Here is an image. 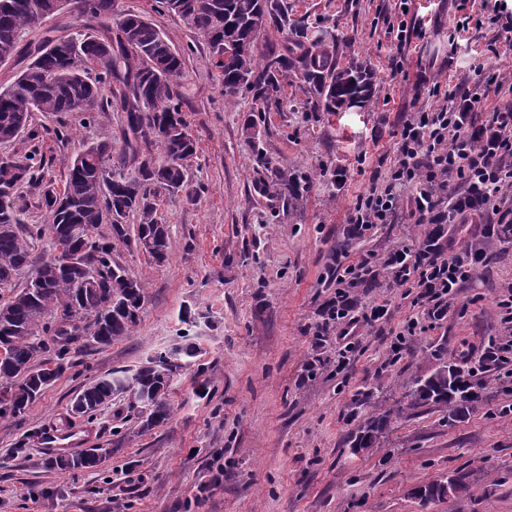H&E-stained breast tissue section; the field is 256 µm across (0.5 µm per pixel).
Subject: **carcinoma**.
I'll list each match as a JSON object with an SVG mask.
<instances>
[{"instance_id":"1","label":"carcinoma","mask_w":512,"mask_h":512,"mask_svg":"<svg viewBox=\"0 0 512 512\" xmlns=\"http://www.w3.org/2000/svg\"><path fill=\"white\" fill-rule=\"evenodd\" d=\"M35 2L46 6L50 0H0V61L28 60L14 82L0 88V141L11 142L25 133L38 143L39 132L30 128L35 112H85L91 119L115 102L125 113L131 154L113 155L108 142L83 148V158L75 155L68 162L66 181L58 191L43 185L38 148L16 164L0 162V288L13 287L16 273L32 263V241L45 237L50 248L31 280L0 302V418L19 424L35 399L76 365L72 357L81 351L83 338L104 347L133 333L145 301L144 285L112 257L114 243L138 239L156 264L169 260V225L158 215V200L178 193L194 197L189 177L197 158V143L176 91L183 58L166 35L141 14L115 13L114 0H78L98 32L58 35L44 30L38 41L24 45V35L42 27L47 18L35 11ZM160 4L208 46L228 102L244 89L266 103L276 102L281 78L292 71L309 85L315 109L344 112L351 101L363 109L374 95L370 65H337L325 39L310 37L301 28L282 50L257 57L255 41L261 31L271 23H288L280 0ZM102 85L111 87L112 99H100ZM154 144L164 153L160 163L150 154L140 155L141 148ZM280 182L291 200L311 178L283 172ZM21 187L39 191L44 223H19L14 207L5 202ZM132 215L138 218L133 226L127 224ZM103 224L110 226V235L99 232ZM64 253L75 256L67 268L58 265ZM178 354L175 349L131 373L116 369L96 379L73 397L69 415L89 419L101 406L121 398L144 430L167 420ZM435 356L440 364L429 374L415 376L398 400L365 419L351 434V447H379L391 421L408 412L439 409L461 418L478 408L484 398L468 374L458 363L445 362L444 351ZM103 462V456L89 450L55 457L49 464L67 471Z\"/></svg>"}]
</instances>
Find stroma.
<instances>
[{"instance_id": "35a3bbf8", "label": "stroma", "mask_w": 512, "mask_h": 512, "mask_svg": "<svg viewBox=\"0 0 512 512\" xmlns=\"http://www.w3.org/2000/svg\"><path fill=\"white\" fill-rule=\"evenodd\" d=\"M288 28L267 27L260 53L281 50L294 26L331 39L336 61L368 63L377 75L365 111L328 114L291 74L280 106L241 91L225 104L224 85L209 50L180 17L157 0H115L117 11L143 14L183 56L177 91L198 143L194 198L161 201L170 226L167 263L117 244L113 257L145 286L132 335L102 347L88 344L32 404L24 423L0 419V512H512V388L482 374L487 402L463 419L432 410L393 419L381 447L352 453L349 436L361 418L390 406L401 383L431 370V352L445 348L466 369L480 366L490 344L512 338L503 300L512 294V242L488 225L512 218V182L466 223L447 224L444 256L484 244L486 261L462 283L448 316L428 318L409 287L393 283L388 252L418 248L431 229L411 197L395 223L357 238L347 215L358 195L386 178L397 156L394 130L414 112H432L445 95L483 90L482 111L512 99L488 82L512 74V46L489 22L485 0H282ZM466 32H458L459 22ZM414 28L399 45L392 27ZM254 122L248 144L244 126ZM39 144L27 137L0 145L23 158L38 148L44 181L62 189L79 147L98 142L125 150V115L35 113ZM66 128L61 139L56 129ZM313 173L302 197L288 200L274 172ZM368 258L378 287L354 288L357 307L389 301L388 319L358 330L359 348L337 371L335 332L317 333L321 305L336 291V266ZM401 356L392 345L409 319ZM191 347L173 376L171 416L151 430L125 417L114 401L91 419L69 418L73 396L112 370L136 369L176 346ZM369 395L358 403L359 392ZM92 431L90 447L106 450L94 468H50L36 445L46 429ZM463 471L467 492L424 506L414 487ZM219 486H212L216 472Z\"/></svg>"}]
</instances>
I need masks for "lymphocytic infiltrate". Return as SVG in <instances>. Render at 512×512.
I'll use <instances>...</instances> for the list:
<instances>
[{"mask_svg": "<svg viewBox=\"0 0 512 512\" xmlns=\"http://www.w3.org/2000/svg\"><path fill=\"white\" fill-rule=\"evenodd\" d=\"M478 90L469 91L462 101L452 99L434 112H419L395 130L398 156L382 186L372 187L357 196L348 222L357 237L365 236L377 225L391 223L394 210L404 192H411L415 209L426 215L437 209V193L446 189L449 179L459 186L474 183L498 184L503 160L512 157V103L486 113L480 127H473L470 112L479 106ZM475 254L452 258L411 253L402 248L392 251L384 261L392 280L403 286L415 283L418 304H429V315L442 320L468 279L467 264L479 263ZM366 272L365 264L347 266L336 279V295L321 307L339 337L345 338L344 352L356 351L349 335L357 324H372L388 313L386 303L378 302L365 311H357L350 290Z\"/></svg>", "mask_w": 512, "mask_h": 512, "instance_id": "1", "label": "lymphocytic infiltrate"}]
</instances>
